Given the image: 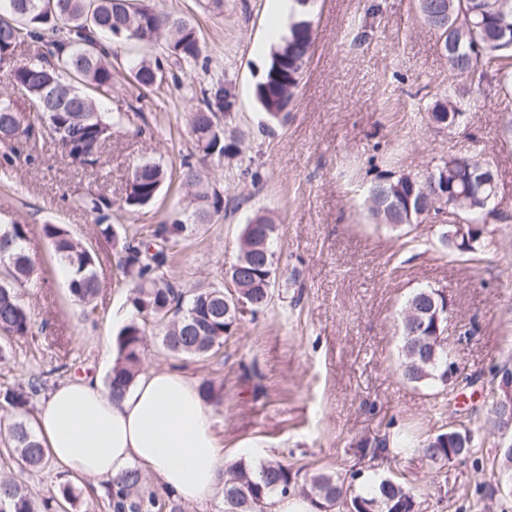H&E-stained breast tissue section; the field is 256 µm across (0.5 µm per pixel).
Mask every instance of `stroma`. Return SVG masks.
<instances>
[{"mask_svg": "<svg viewBox=\"0 0 512 512\" xmlns=\"http://www.w3.org/2000/svg\"><path fill=\"white\" fill-rule=\"evenodd\" d=\"M153 3L190 21L203 53L175 84L150 90L116 80L102 109L129 119L113 128L103 168L72 164L49 138L35 161L23 159L18 143L13 166L0 167V228L28 226L34 266L20 290L32 331L12 340L0 382L40 373L51 387L76 377L106 381L129 290L116 279L118 245L76 198L106 195L113 224L130 234L184 212L187 191L177 176L193 149L188 114L220 81L235 91L233 123L244 139L240 155L207 176L234 207L186 242L171 276L186 289L224 282L243 224L261 212L277 224L280 267L293 281L277 285L268 308L245 314L203 361L172 356L149 328L144 367L175 365L222 385L224 404L213 417L226 453L257 448L258 459L282 460L298 482L338 474L362 492L384 475L411 488L421 512H512V472L502 457L512 435L486 421L492 374L512 366V136L504 131L512 99L485 77L460 124L439 129L429 109L452 78L415 0H312L310 58L286 121L270 129L254 100L269 60L262 48L275 27L268 0H224L219 12L197 0ZM451 154L481 156L496 176L497 217L473 252L441 248L433 218L400 228L370 218L367 192L379 177L423 173ZM144 160L160 163L170 179L153 207L129 213L125 184ZM46 224L65 225L97 254L100 293L92 309L73 301ZM424 287L450 304L445 336L458 375L445 387L409 383L398 369L399 315ZM43 401L39 395L26 409L0 408V473L13 474L39 502L72 483L77 499L68 512H104L101 485L53 462L29 469L5 453L9 426L34 421ZM451 428L471 430L470 454L431 463L423 442ZM382 439L387 448H377Z\"/></svg>", "mask_w": 512, "mask_h": 512, "instance_id": "stroma-1", "label": "stroma"}]
</instances>
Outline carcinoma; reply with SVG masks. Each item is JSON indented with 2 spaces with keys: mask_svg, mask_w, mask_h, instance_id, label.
<instances>
[{
  "mask_svg": "<svg viewBox=\"0 0 512 512\" xmlns=\"http://www.w3.org/2000/svg\"><path fill=\"white\" fill-rule=\"evenodd\" d=\"M302 7L280 45L274 48L264 78L255 86V98L274 125L287 118L289 99L299 85L313 43L312 22L304 7L309 0H295ZM424 23L439 34L448 59V70L456 77L492 73L499 90L512 97V70L504 61L512 60V0H417ZM140 45L162 43L166 58L190 63L202 54L199 33L185 18L156 9L151 0H3L0 14V62L16 55L21 45L40 43L46 48L37 63H24L10 71L11 82L24 88L33 111L23 116L12 104L0 100V143L23 142L26 159L34 160L42 149V132L58 142L71 162L97 168L103 165V149L112 126L126 116L99 109L100 99L112 93L115 74L112 48L101 37ZM161 62L142 59L131 68L133 80L149 89L162 81ZM470 104L468 90L451 86L448 95L431 108L432 117L444 126L456 124ZM231 88L218 83L205 93L202 105L189 113V127L199 155L196 164L185 163L180 172L184 185L195 189V208L186 219L158 224L146 234L124 241L118 269L130 288L131 319L120 329L115 344L117 356L107 377V387L116 399L133 383L142 366V348L147 323L162 331L164 348L177 356L204 360L223 345L224 337L239 328L237 297L259 312L271 302L276 278V225L265 215H255L243 225L235 261L225 276L236 286L231 293L222 286H206L187 292L169 275L170 263L186 240L189 225L208 224L222 210L224 197L202 186V172L213 160L221 161L239 152L241 133H224L221 119L231 118L235 108ZM488 167L480 158L450 156L425 175L391 174L370 190L369 211L377 221L393 227L420 224L430 215L440 216L453 196L469 200L462 210L481 225L472 236L476 249L491 216L490 188H479L476 171ZM166 172L153 161H144L132 171L124 203L140 210L158 199ZM103 235L117 236L109 224L111 203L101 195L82 199ZM43 234L53 245L56 257L69 271L68 288L75 301L89 305L100 291L98 257L57 224H45ZM28 226L13 224L0 230V340L26 336L31 317L18 288L33 275L26 243ZM416 317L401 318L404 378L416 385L448 386V350L445 326L448 299L434 288H420L407 299L405 310ZM42 387L39 378L27 385L0 384V407L25 408ZM199 394L207 406L223 403V392L208 380L200 382ZM10 441L18 459L30 469L49 463L44 443L24 420L13 424ZM473 438L465 429H451L425 441L422 455L433 463L470 453ZM295 489L291 469L277 459L254 466L242 460L230 466L224 478L222 512H267L271 498ZM314 512H332L342 506L360 512L359 504L370 512H419L415 494L403 483L379 477L368 495L354 494L339 475L317 473L302 490ZM108 512H183L169 492H161L147 482L138 467L128 470L118 481L105 486ZM0 512H49V504L38 507L23 484L12 477L0 478Z\"/></svg>",
  "mask_w": 512,
  "mask_h": 512,
  "instance_id": "1",
  "label": "carcinoma"
}]
</instances>
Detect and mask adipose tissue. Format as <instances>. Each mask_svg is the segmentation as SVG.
Returning a JSON list of instances; mask_svg holds the SVG:
<instances>
[{
    "instance_id": "obj_1",
    "label": "adipose tissue",
    "mask_w": 512,
    "mask_h": 512,
    "mask_svg": "<svg viewBox=\"0 0 512 512\" xmlns=\"http://www.w3.org/2000/svg\"><path fill=\"white\" fill-rule=\"evenodd\" d=\"M213 425L197 382L170 366L140 374L117 400L96 380L66 381L37 415V429L65 471L112 482L143 467L163 490L200 505L221 491L229 462Z\"/></svg>"
}]
</instances>
